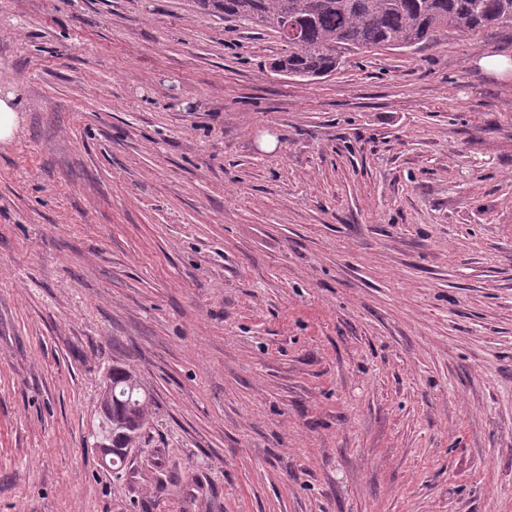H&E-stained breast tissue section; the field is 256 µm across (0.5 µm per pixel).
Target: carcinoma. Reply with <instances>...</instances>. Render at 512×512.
<instances>
[{
	"mask_svg": "<svg viewBox=\"0 0 512 512\" xmlns=\"http://www.w3.org/2000/svg\"><path fill=\"white\" fill-rule=\"evenodd\" d=\"M224 18L256 30L297 31L288 52L270 68L294 79L316 80L335 72L341 50L411 48L448 30L475 35L512 29V0H199ZM105 430L115 449L139 447L150 422L149 398L135 372L114 366Z\"/></svg>",
	"mask_w": 512,
	"mask_h": 512,
	"instance_id": "obj_1",
	"label": "carcinoma"
}]
</instances>
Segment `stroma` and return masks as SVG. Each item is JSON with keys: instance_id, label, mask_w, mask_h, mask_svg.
<instances>
[{"instance_id": "stroma-1", "label": "stroma", "mask_w": 512, "mask_h": 512, "mask_svg": "<svg viewBox=\"0 0 512 512\" xmlns=\"http://www.w3.org/2000/svg\"><path fill=\"white\" fill-rule=\"evenodd\" d=\"M0 0V512H512V32L348 52ZM152 418L122 475L104 377ZM17 119L16 99L7 93L5 98L0 97V142L11 138Z\"/></svg>"}]
</instances>
